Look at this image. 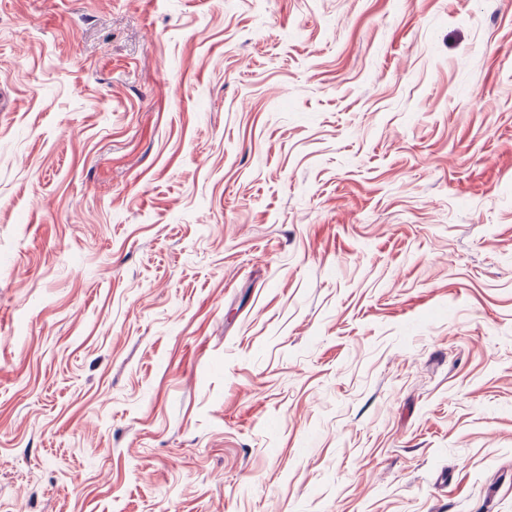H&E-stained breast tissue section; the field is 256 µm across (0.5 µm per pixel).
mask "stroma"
<instances>
[{
  "label": "stroma",
  "mask_w": 512,
  "mask_h": 512,
  "mask_svg": "<svg viewBox=\"0 0 512 512\" xmlns=\"http://www.w3.org/2000/svg\"><path fill=\"white\" fill-rule=\"evenodd\" d=\"M0 512H512V0H0Z\"/></svg>",
  "instance_id": "stroma-1"
}]
</instances>
